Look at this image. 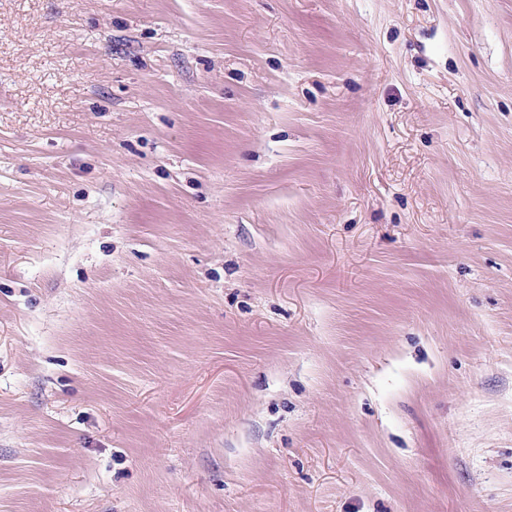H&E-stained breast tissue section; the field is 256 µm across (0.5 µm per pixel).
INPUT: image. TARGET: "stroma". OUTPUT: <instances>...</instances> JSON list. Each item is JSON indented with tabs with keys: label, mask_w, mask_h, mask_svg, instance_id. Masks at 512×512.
Masks as SVG:
<instances>
[{
	"label": "stroma",
	"mask_w": 512,
	"mask_h": 512,
	"mask_svg": "<svg viewBox=\"0 0 512 512\" xmlns=\"http://www.w3.org/2000/svg\"><path fill=\"white\" fill-rule=\"evenodd\" d=\"M0 512H512V0H0Z\"/></svg>",
	"instance_id": "1"
}]
</instances>
